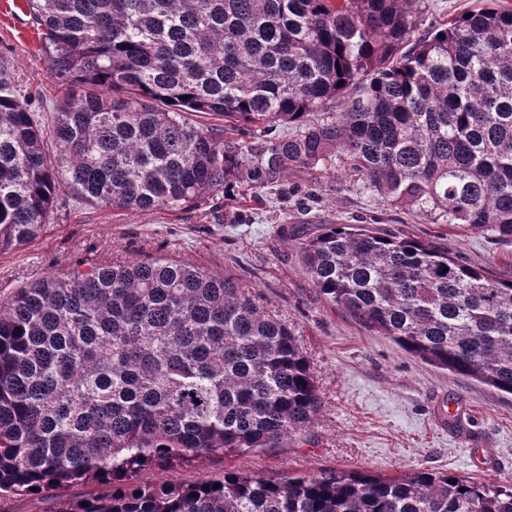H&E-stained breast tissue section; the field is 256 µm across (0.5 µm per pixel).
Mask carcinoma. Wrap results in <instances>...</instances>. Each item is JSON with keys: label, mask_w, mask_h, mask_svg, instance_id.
Listing matches in <instances>:
<instances>
[{"label": "carcinoma", "mask_w": 512, "mask_h": 512, "mask_svg": "<svg viewBox=\"0 0 512 512\" xmlns=\"http://www.w3.org/2000/svg\"><path fill=\"white\" fill-rule=\"evenodd\" d=\"M27 2L65 91L47 121L0 79V251L41 235L62 189L173 210L338 164L392 205L512 243L499 0L415 41L418 0ZM244 127L269 139L224 140ZM300 251L328 302L512 396V270L364 224H326ZM319 408L288 325L203 265L86 260L0 301L1 493L48 492L53 512H512V486L428 471L137 482L148 466L306 445ZM89 483L107 490L68 494Z\"/></svg>", "instance_id": "carcinoma-1"}]
</instances>
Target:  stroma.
<instances>
[{"instance_id":"1","label":"stroma","mask_w":512,"mask_h":512,"mask_svg":"<svg viewBox=\"0 0 512 512\" xmlns=\"http://www.w3.org/2000/svg\"><path fill=\"white\" fill-rule=\"evenodd\" d=\"M480 4L419 0L416 33L424 35ZM41 33L25 0H0V76L9 77L30 97L33 111L48 118L57 88ZM325 224H367L433 242L468 265L512 270V244L388 204L343 170L327 175L291 169L275 187L176 210L93 207L60 192L43 234L0 251V300L81 260L109 263L153 254L235 276L258 304L288 324L310 361L322 399L311 443L148 467L139 473L140 482L192 485L232 468L263 478L332 470L396 477L429 470L512 485V397L426 364L327 302L306 274L299 249L300 234ZM443 401L467 417V433H459L456 421L440 424ZM473 448L494 455L496 467L474 466Z\"/></svg>"}]
</instances>
